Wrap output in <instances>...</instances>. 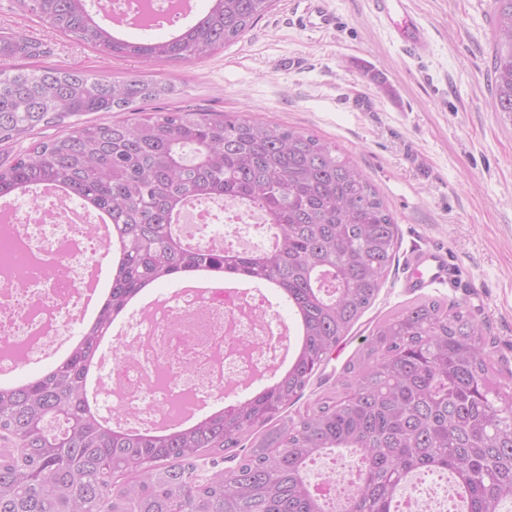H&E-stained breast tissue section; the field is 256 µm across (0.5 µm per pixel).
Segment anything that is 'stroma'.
Instances as JSON below:
<instances>
[{
  "label": "stroma",
  "mask_w": 512,
  "mask_h": 512,
  "mask_svg": "<svg viewBox=\"0 0 512 512\" xmlns=\"http://www.w3.org/2000/svg\"><path fill=\"white\" fill-rule=\"evenodd\" d=\"M335 29L300 27L301 0H276L239 41L189 64L112 58L0 0V36L46 44L4 70L66 68L174 84L161 108L272 120L336 145L376 187L398 226V248L375 301L313 375L296 416L343 393L345 367L389 315L424 298L466 305L490 348L489 368L512 393V118L493 108L494 0H410L428 47L406 52L367 0H327ZM441 248L448 282L408 288L414 253Z\"/></svg>",
  "instance_id": "1"
}]
</instances>
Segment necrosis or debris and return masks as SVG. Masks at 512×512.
<instances>
[{"instance_id":"4bbe7bcc","label":"necrosis or debris","mask_w":512,"mask_h":512,"mask_svg":"<svg viewBox=\"0 0 512 512\" xmlns=\"http://www.w3.org/2000/svg\"><path fill=\"white\" fill-rule=\"evenodd\" d=\"M194 231L220 225L208 247L272 243L264 214L246 203L221 199L192 203ZM86 212L61 195L37 203H13L0 211V373L14 371L52 351L79 320L86 278L103 254L104 241L87 231ZM280 325L263 298L221 288H182L142 307L118 339L105 381L106 411H127L134 427L155 426L159 417L196 415L218 399L228 382L247 383L278 363Z\"/></svg>"}]
</instances>
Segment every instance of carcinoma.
I'll use <instances>...</instances> for the list:
<instances>
[{"label": "carcinoma", "instance_id": "obj_1", "mask_svg": "<svg viewBox=\"0 0 512 512\" xmlns=\"http://www.w3.org/2000/svg\"><path fill=\"white\" fill-rule=\"evenodd\" d=\"M52 29L109 56L192 62L238 41L273 0H210L167 39L131 41L87 0H18ZM493 105L512 117V0H494ZM17 54L42 53L15 37ZM175 92L136 74L116 81L59 68L0 70V142L83 112L71 126L0 164V198L53 186L107 214L117 250L112 288L80 341L34 379L0 389V512H326L310 463L355 455L361 475L344 512H399L405 486L446 474L456 512L512 502V398L486 375L482 330L457 303L422 299L384 319L346 367V396L299 416L279 413L375 300L397 224L373 185L336 147L274 121L179 109L142 113ZM222 198L263 211L273 246L214 250L174 228L186 203ZM202 272L273 282L298 345L261 390L165 430L131 431L93 410L86 380L100 341L145 288ZM250 440L237 466L197 475L196 462Z\"/></svg>", "mask_w": 512, "mask_h": 512}]
</instances>
